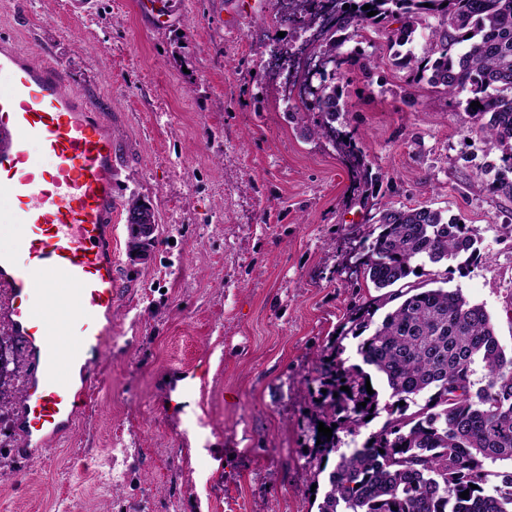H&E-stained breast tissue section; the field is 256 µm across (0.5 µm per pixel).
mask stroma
I'll list each match as a JSON object with an SVG mask.
<instances>
[{
	"mask_svg": "<svg viewBox=\"0 0 512 512\" xmlns=\"http://www.w3.org/2000/svg\"><path fill=\"white\" fill-rule=\"evenodd\" d=\"M152 27L138 0H0V42L60 63L67 88L103 112L116 145L112 233L116 345L100 355L92 404L30 461L14 407H0V512H318L312 413L316 369L348 309L376 296L357 277L368 214L350 163L309 135L289 101L288 58L306 37L288 0H167ZM367 33L346 50L374 56L340 84L338 129L361 141L388 205L460 219L482 259L431 266L493 317L512 350V202L479 190L498 151L464 104L389 63ZM161 225L151 256L126 249V204ZM182 375L199 385L173 390Z\"/></svg>",
	"mask_w": 512,
	"mask_h": 512,
	"instance_id": "1",
	"label": "stroma"
}]
</instances>
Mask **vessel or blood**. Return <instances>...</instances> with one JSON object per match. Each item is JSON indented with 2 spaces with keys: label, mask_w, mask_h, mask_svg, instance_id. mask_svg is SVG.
<instances>
[{
  "label": "vessel or blood",
  "mask_w": 512,
  "mask_h": 512,
  "mask_svg": "<svg viewBox=\"0 0 512 512\" xmlns=\"http://www.w3.org/2000/svg\"><path fill=\"white\" fill-rule=\"evenodd\" d=\"M0 223L32 234L0 245V325L25 338L29 374L17 426L26 438L13 453L39 456L88 404L100 378L98 353L112 342V134L95 104L70 92L61 67L36 64L0 45ZM54 158L42 166L29 152ZM79 308L86 323L63 345L51 311ZM79 369L80 388L59 376Z\"/></svg>",
  "instance_id": "1"
}]
</instances>
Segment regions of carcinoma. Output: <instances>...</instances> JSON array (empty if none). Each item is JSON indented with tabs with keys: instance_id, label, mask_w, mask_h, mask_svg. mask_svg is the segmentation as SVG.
Returning a JSON list of instances; mask_svg holds the SVG:
<instances>
[{
	"instance_id": "carcinoma-1",
	"label": "carcinoma",
	"mask_w": 512,
	"mask_h": 512,
	"mask_svg": "<svg viewBox=\"0 0 512 512\" xmlns=\"http://www.w3.org/2000/svg\"><path fill=\"white\" fill-rule=\"evenodd\" d=\"M335 2L336 25L314 52L333 70L320 73L316 96L294 109L302 123L316 115L310 134L337 143L353 163L362 181L357 203L370 205L375 179L359 139L334 123L345 111L336 83L343 66H357L366 80L375 70L373 58L343 51L363 32L386 37L393 66L446 96L466 94L477 134L500 152L493 179L478 187L512 202V0ZM365 5L376 15L367 16ZM420 30L427 32L421 52H401ZM476 101L481 107L475 110L470 104ZM135 213L156 223L154 210L138 198L126 207V214ZM365 242L360 273L381 294L349 310L321 362L326 393L316 402V420L358 433L368 426L366 417L384 411L387 418L359 447L342 450L336 437H320L311 465L321 473L324 460L335 461L318 512H512V471L495 470L512 462V354L483 305L459 289L432 288L434 280L425 278L428 263L476 265L482 258L476 235L438 209L380 203ZM381 309L385 314L377 321ZM348 337L358 340L360 365L339 359ZM374 373L384 381L385 399L376 388L366 391ZM343 385L350 391L340 390ZM422 395L425 404L410 410Z\"/></svg>"
}]
</instances>
